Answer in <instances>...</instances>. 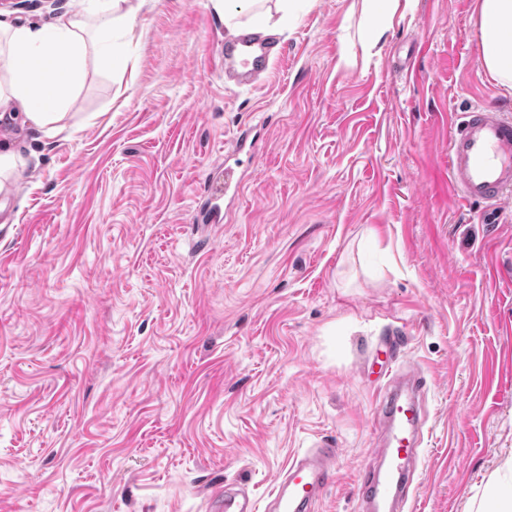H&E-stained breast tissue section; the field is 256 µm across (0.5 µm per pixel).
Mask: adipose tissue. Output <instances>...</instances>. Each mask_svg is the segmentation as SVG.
<instances>
[{
    "label": "adipose tissue",
    "mask_w": 512,
    "mask_h": 512,
    "mask_svg": "<svg viewBox=\"0 0 512 512\" xmlns=\"http://www.w3.org/2000/svg\"><path fill=\"white\" fill-rule=\"evenodd\" d=\"M129 0H97L89 10L60 22L54 30L27 26H0V69L9 75L0 90V105L22 103L26 118L46 137H59L64 128L58 111L61 93L70 83L87 47H94L110 68L124 70L127 59L113 48L117 24L132 13ZM481 60L489 74L512 87V0H480ZM40 68L50 74L41 91H33L29 73Z\"/></svg>",
    "instance_id": "1"
}]
</instances>
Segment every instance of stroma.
Wrapping results in <instances>:
<instances>
[{
  "instance_id": "35a3bbf8",
  "label": "stroma",
  "mask_w": 512,
  "mask_h": 512,
  "mask_svg": "<svg viewBox=\"0 0 512 512\" xmlns=\"http://www.w3.org/2000/svg\"><path fill=\"white\" fill-rule=\"evenodd\" d=\"M131 4V64L85 57L69 138L0 110L23 161L0 191V512H209L231 482L262 501L322 437L319 512H358L392 327L428 385L412 512L512 480V206L446 181L455 112L512 114L477 0H296L287 26L259 0L283 54L250 89L224 83L220 0ZM80 7L13 0L0 24ZM245 127L243 181L200 223Z\"/></svg>"
}]
</instances>
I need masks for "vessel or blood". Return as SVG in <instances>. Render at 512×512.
I'll return each mask as SVG.
<instances>
[{
  "instance_id": "obj_1",
  "label": "vessel or blood",
  "mask_w": 512,
  "mask_h": 512,
  "mask_svg": "<svg viewBox=\"0 0 512 512\" xmlns=\"http://www.w3.org/2000/svg\"><path fill=\"white\" fill-rule=\"evenodd\" d=\"M279 53L273 40L254 32L225 33V84H253ZM448 184L469 201L500 206L512 200V116L477 105L453 119ZM426 394V379L416 370L380 391L376 409L384 445L379 463L365 468L361 477L360 512H407L410 490L420 475ZM335 459L332 444L314 443L289 461L266 509H259L245 489L228 486L217 495L213 512H316L322 491L333 480Z\"/></svg>"
}]
</instances>
